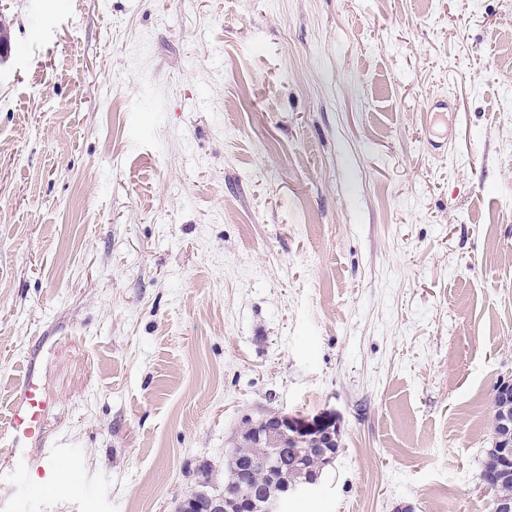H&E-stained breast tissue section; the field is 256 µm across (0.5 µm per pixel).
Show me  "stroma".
Here are the masks:
<instances>
[{"mask_svg": "<svg viewBox=\"0 0 512 512\" xmlns=\"http://www.w3.org/2000/svg\"><path fill=\"white\" fill-rule=\"evenodd\" d=\"M0 422L175 512L244 421L332 415L282 512H490L512 379V0H0ZM50 406L34 369H27L13 393L8 430L0 436L1 457L13 470L32 478L36 491L53 490L58 482L53 462L37 457L31 448L46 434Z\"/></svg>", "mask_w": 512, "mask_h": 512, "instance_id": "1", "label": "stroma"}]
</instances>
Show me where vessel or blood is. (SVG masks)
Instances as JSON below:
<instances>
[{
	"label": "vessel or blood",
	"instance_id": "obj_1",
	"mask_svg": "<svg viewBox=\"0 0 512 512\" xmlns=\"http://www.w3.org/2000/svg\"><path fill=\"white\" fill-rule=\"evenodd\" d=\"M50 406L34 369H27L13 393L8 430L0 435V457L13 470L32 478L39 491L54 489L57 483L53 462L36 456L32 450L33 442L46 434Z\"/></svg>",
	"mask_w": 512,
	"mask_h": 512
}]
</instances>
